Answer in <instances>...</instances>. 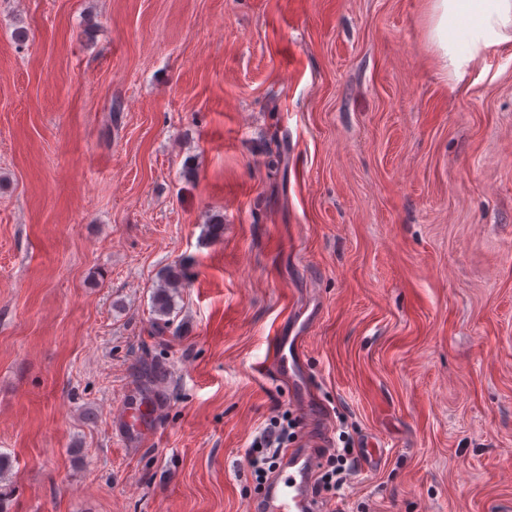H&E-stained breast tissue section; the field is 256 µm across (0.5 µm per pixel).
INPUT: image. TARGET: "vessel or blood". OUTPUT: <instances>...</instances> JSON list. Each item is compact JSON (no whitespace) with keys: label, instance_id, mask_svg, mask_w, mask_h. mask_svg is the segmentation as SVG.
<instances>
[{"label":"vessel or blood","instance_id":"vessel-or-blood-1","mask_svg":"<svg viewBox=\"0 0 512 512\" xmlns=\"http://www.w3.org/2000/svg\"><path fill=\"white\" fill-rule=\"evenodd\" d=\"M157 414V405L149 400L123 406L113 416L116 438L128 444L141 443L148 436V420ZM322 447L321 441L306 438L290 449L262 491L256 512H326L314 492Z\"/></svg>","mask_w":512,"mask_h":512}]
</instances>
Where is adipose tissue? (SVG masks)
<instances>
[{"label": "adipose tissue", "mask_w": 512, "mask_h": 512, "mask_svg": "<svg viewBox=\"0 0 512 512\" xmlns=\"http://www.w3.org/2000/svg\"><path fill=\"white\" fill-rule=\"evenodd\" d=\"M479 31L485 46L512 39V0H431L429 37L444 72L474 60L478 46L461 49L460 35Z\"/></svg>", "instance_id": "obj_1"}]
</instances>
